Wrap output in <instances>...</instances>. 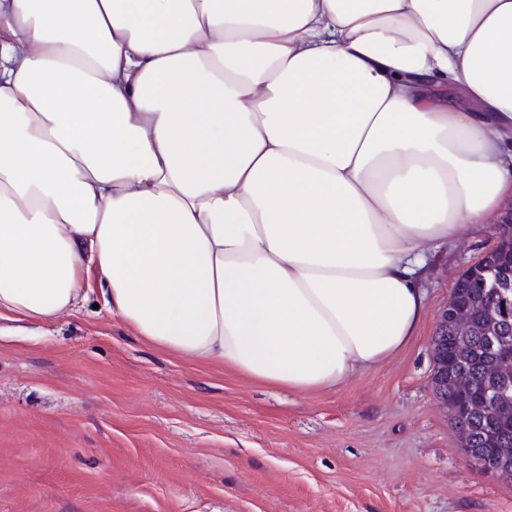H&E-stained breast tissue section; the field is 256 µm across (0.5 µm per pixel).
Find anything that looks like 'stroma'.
<instances>
[{"label": "stroma", "instance_id": "35a3bbf8", "mask_svg": "<svg viewBox=\"0 0 512 512\" xmlns=\"http://www.w3.org/2000/svg\"><path fill=\"white\" fill-rule=\"evenodd\" d=\"M439 251L421 336L373 371L296 393L155 349L99 308L0 337V512H512L436 398L432 338L495 239Z\"/></svg>", "mask_w": 512, "mask_h": 512}]
</instances>
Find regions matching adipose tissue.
Listing matches in <instances>:
<instances>
[{"label":"adipose tissue","instance_id":"adipose-tissue-1","mask_svg":"<svg viewBox=\"0 0 512 512\" xmlns=\"http://www.w3.org/2000/svg\"><path fill=\"white\" fill-rule=\"evenodd\" d=\"M510 198L512 0H0V319L330 390Z\"/></svg>","mask_w":512,"mask_h":512}]
</instances>
